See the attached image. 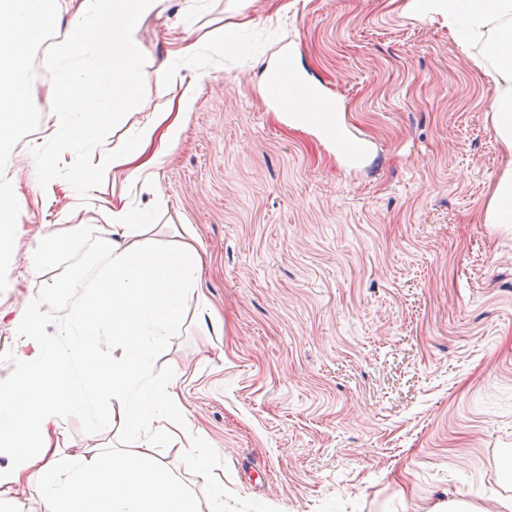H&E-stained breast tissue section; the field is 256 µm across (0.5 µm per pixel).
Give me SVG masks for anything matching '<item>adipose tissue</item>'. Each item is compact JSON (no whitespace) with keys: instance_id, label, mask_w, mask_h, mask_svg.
I'll list each match as a JSON object with an SVG mask.
<instances>
[{"instance_id":"obj_1","label":"adipose tissue","mask_w":512,"mask_h":512,"mask_svg":"<svg viewBox=\"0 0 512 512\" xmlns=\"http://www.w3.org/2000/svg\"><path fill=\"white\" fill-rule=\"evenodd\" d=\"M168 0H0V262L16 257L22 211L21 168L15 148L25 140L17 119L34 90L27 77L31 47L56 18L68 33L44 60L58 76L68 59L92 53L79 78L53 85L62 106L28 142L27 157L48 168L65 159L67 147H92L97 167H118L141 178L164 165L180 144L182 120L195 101L181 95L176 113L155 112L132 130L133 149L113 152L108 140V104L134 98L131 75L142 52L139 23L164 13ZM424 19H448V35L470 50L474 66L495 90L491 106L497 138L509 162L495 181L483 213L487 224H512V0H415ZM107 231L97 241L106 267L97 290L75 306L69 323L47 334L33 306L0 308L18 352L9 377L0 381V512H27L38 495L42 512H224V485L213 475L214 451L190 421L175 379L153 375L155 351L181 325L186 300L198 288L203 257L189 225L170 243L138 224L127 202L102 206ZM111 340L117 357L101 354ZM80 366L82 379L66 376ZM100 391L112 394L120 436L105 448L92 445L71 464L55 460L56 440L69 410H91ZM181 450L182 475L210 490L198 499L182 475L155 453L158 442ZM192 482V483H193Z\"/></svg>"}]
</instances>
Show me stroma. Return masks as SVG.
Returning a JSON list of instances; mask_svg holds the SVG:
<instances>
[{"instance_id":"1","label":"stroma","mask_w":512,"mask_h":512,"mask_svg":"<svg viewBox=\"0 0 512 512\" xmlns=\"http://www.w3.org/2000/svg\"><path fill=\"white\" fill-rule=\"evenodd\" d=\"M194 36L223 28L161 84L141 65L137 97L109 127L111 148L186 86L195 103L178 149L156 174L90 170L98 198L151 206L159 237L191 225L206 257L183 325L153 373L173 377L216 452L224 512H432L458 494L493 512L512 496V224H487L506 158L488 117L494 89L411 0H200ZM67 35L55 22L30 56L37 86L28 136L58 106L43 58ZM288 57L302 86L329 99L342 133L366 142L349 171L322 134L298 127L262 90ZM22 242L41 225L65 253L30 274L0 267V304L29 301L53 333L104 267L92 229L63 220L77 197L40 200L47 178L23 162ZM162 199H155L154 186ZM72 280L64 295L51 282ZM112 396L66 416L60 463L113 429Z\"/></svg>"}]
</instances>
